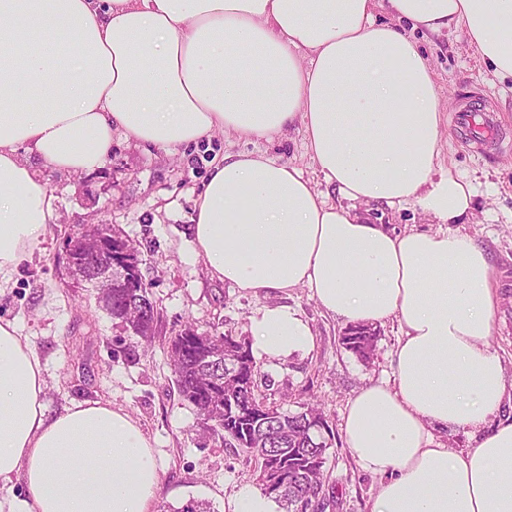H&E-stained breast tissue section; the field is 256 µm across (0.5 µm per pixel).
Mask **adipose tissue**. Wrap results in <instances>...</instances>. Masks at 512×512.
<instances>
[{
    "instance_id": "1",
    "label": "adipose tissue",
    "mask_w": 512,
    "mask_h": 512,
    "mask_svg": "<svg viewBox=\"0 0 512 512\" xmlns=\"http://www.w3.org/2000/svg\"><path fill=\"white\" fill-rule=\"evenodd\" d=\"M388 20H380V13ZM463 28L512 77V0H0V281L54 219L40 169H101L120 135L167 155L218 132L251 142L301 128L316 171L228 153L194 201L192 256L245 290L302 287L346 324L397 320L393 378L347 404L342 430L380 475L370 512H512L508 385L490 348L497 293L485 253L450 231L472 188L434 180L441 103L412 31ZM415 201L443 223L396 233L357 204ZM314 344L285 305L251 320L254 356ZM41 359L0 320V512H150L151 443L125 411L76 403L46 418ZM469 430L457 453L436 429Z\"/></svg>"
}]
</instances>
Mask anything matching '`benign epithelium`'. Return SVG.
<instances>
[{"label": "benign epithelium", "mask_w": 512, "mask_h": 512, "mask_svg": "<svg viewBox=\"0 0 512 512\" xmlns=\"http://www.w3.org/2000/svg\"><path fill=\"white\" fill-rule=\"evenodd\" d=\"M92 231L83 229L66 241L63 264L72 283L102 287L132 288L134 282L145 283L140 270V252L131 248L123 235L97 236L96 246L89 249L86 237Z\"/></svg>", "instance_id": "1"}]
</instances>
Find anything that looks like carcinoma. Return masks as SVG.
I'll return each instance as SVG.
<instances>
[{
	"instance_id": "1",
	"label": "carcinoma",
	"mask_w": 512,
	"mask_h": 512,
	"mask_svg": "<svg viewBox=\"0 0 512 512\" xmlns=\"http://www.w3.org/2000/svg\"><path fill=\"white\" fill-rule=\"evenodd\" d=\"M131 288L112 289V317L125 325L137 327V335L146 339L153 334L154 305L150 299L136 309L128 307ZM377 332L370 326H349L340 336L342 347L362 360L375 351ZM216 350L230 348L236 357L235 388L224 387V367L220 360L209 358V350L186 342L170 346V358L179 395L191 404L198 415L206 417L204 403L212 402L224 409V437L249 455L262 453L267 464L275 465L288 477L281 488L256 475L263 493L281 506L283 512H324L326 489L323 468L327 447L320 444L314 426L326 421L323 410L308 405L288 414L289 432L282 431L276 412L266 408L256 394L257 364L249 344L231 336H215Z\"/></svg>"
}]
</instances>
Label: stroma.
Instances as JSON below:
<instances>
[{"label": "stroma", "mask_w": 512, "mask_h": 512, "mask_svg": "<svg viewBox=\"0 0 512 512\" xmlns=\"http://www.w3.org/2000/svg\"><path fill=\"white\" fill-rule=\"evenodd\" d=\"M427 56L442 105V151L436 171L473 186L470 210L457 224L486 252L499 303L489 339L512 380V78H494L470 48L464 30L413 34ZM474 96L499 117L500 131L485 153L473 152L452 128L462 98ZM256 143L228 133L165 155L114 139L103 169L73 175L42 170L55 220L31 260L0 283V319L14 321L38 352L47 382L43 397L52 418L76 402L112 403L140 425L160 463V487L151 512H176L186 500L233 512L236 498L257 489L255 464L240 449L204 432L177 390L168 347L186 326L241 339L260 309L285 305L314 334L309 352L257 361L256 395L283 411L319 404L332 430L326 452L325 512H369L379 479L361 470L342 431L347 403L366 385L389 378L400 328L378 325L374 355L363 360L339 343L345 325L326 313L307 289L253 292L210 279L190 252L188 226L194 200L214 160L256 150ZM361 213L389 230L434 231L440 222L412 202L393 208L360 205ZM107 223L137 245L141 271L157 309L152 343L126 330L98 307L90 288L66 284L59 257L69 233Z\"/></svg>", "instance_id": "35a3bbf8"}]
</instances>
